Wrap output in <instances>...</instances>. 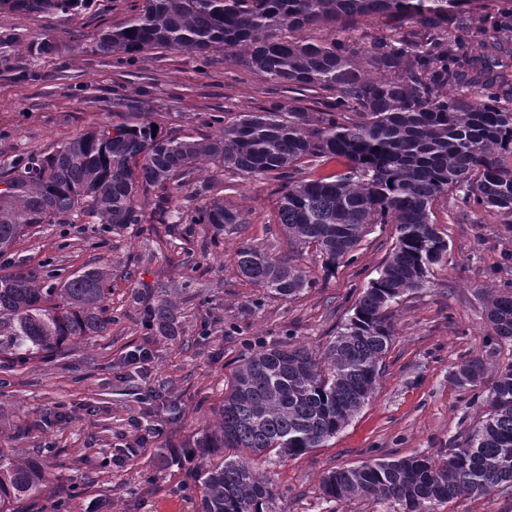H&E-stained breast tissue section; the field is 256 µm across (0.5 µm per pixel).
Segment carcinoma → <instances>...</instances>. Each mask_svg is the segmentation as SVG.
Here are the masks:
<instances>
[{
    "label": "carcinoma",
    "mask_w": 512,
    "mask_h": 512,
    "mask_svg": "<svg viewBox=\"0 0 512 512\" xmlns=\"http://www.w3.org/2000/svg\"><path fill=\"white\" fill-rule=\"evenodd\" d=\"M83 0H0V12L71 16ZM395 24L375 38L365 21ZM512 28V0H142L121 24L94 38V49L119 65L156 49L189 50L244 65L261 82L292 94L242 112L215 136L180 140L139 121L140 102L112 103L130 115L119 123L36 149L0 170V256L45 224H100L119 233L152 217L160 224H206L210 245L242 223L214 189L224 172L279 182L277 223L296 248L310 245L325 269L349 261L372 224L396 225V241L378 276L357 297L353 314L325 353L282 343L242 359L212 425L183 447L198 458L197 512H277L270 478L255 460L296 457L335 437L369 401L382 374L394 326L389 308L426 284L448 243L431 219L446 197L470 210L496 211L512 224V93L503 99L495 68L502 47L466 39L475 28ZM319 36H302L306 31ZM61 44L47 34L27 45L48 55ZM469 84L482 95L459 93ZM323 90V107L296 93ZM344 169L310 178L307 169ZM211 165L208 179L199 164ZM151 200V211L143 201ZM239 274L282 298L309 282L304 271L243 244ZM109 273L86 266L60 276L18 270L0 275V356L49 357L66 343L102 335ZM176 300L162 291L145 316L166 336L177 333ZM497 341L512 342V289L488 299ZM486 370L479 358L453 372L475 390ZM485 419L438 460L376 459L328 472L331 502L371 496L432 512L460 496L512 494V362L487 390ZM234 454L227 457L225 450ZM41 448H0V512H30L48 479Z\"/></svg>",
    "instance_id": "cac0c4a2"
}]
</instances>
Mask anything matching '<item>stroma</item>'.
Instances as JSON below:
<instances>
[{"mask_svg":"<svg viewBox=\"0 0 512 512\" xmlns=\"http://www.w3.org/2000/svg\"><path fill=\"white\" fill-rule=\"evenodd\" d=\"M134 0H94L71 19L0 13V168L36 148L60 144L115 122L113 98L140 97L142 122L186 140L210 135L200 114L253 112L273 95L223 55L160 50L115 66L94 53L92 36L122 23ZM54 31L65 44L31 55L28 42ZM224 196L243 222L219 247H204V225L134 224L118 234L96 224H48L24 237L0 272L45 264L75 272L110 271L108 311L99 336L66 344L45 360L0 368V407L21 425L0 438L6 448H44L48 490L41 512H193L194 464L157 469V448L179 449L212 422V411L241 360L283 341L324 353L352 314L360 292L390 255L396 227L376 224L355 260L326 274L315 250H297L276 220L274 181L224 176ZM432 220L448 242V259L432 267L424 288L391 306L395 337L374 394L323 447L270 458L279 512H397L368 497L332 502L320 490L331 470L377 458H438L457 447L487 411L477 392L456 386L452 371L478 357L488 369L512 360V344L489 339L483 295L512 287V226L490 212L441 201ZM248 243L306 271L313 285L282 299L243 279L235 251ZM176 292L180 336H161L143 319L154 291Z\"/></svg>","mask_w":512,"mask_h":512,"instance_id":"35a3bbf8","label":"stroma"}]
</instances>
